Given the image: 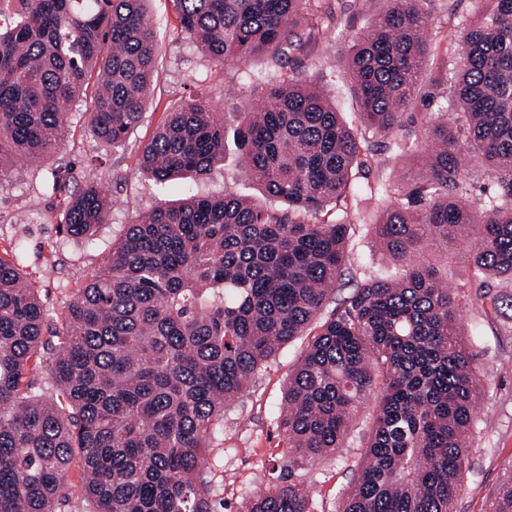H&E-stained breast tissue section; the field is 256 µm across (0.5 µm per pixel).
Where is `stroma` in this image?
<instances>
[{
    "label": "stroma",
    "instance_id": "1",
    "mask_svg": "<svg viewBox=\"0 0 512 512\" xmlns=\"http://www.w3.org/2000/svg\"><path fill=\"white\" fill-rule=\"evenodd\" d=\"M331 6L337 17L334 28L305 42L288 63L278 65L259 57L239 66L224 67L212 64L195 42L186 38L172 0H148L147 14L159 36L155 91L141 123L123 148L115 151L95 140L77 106L61 152L41 163H17L6 180L0 182V256L19 261L23 275L54 321H61L68 295L85 285L89 273L101 265L113 241L121 236L125 224L131 223L141 210L161 199L175 200L191 194L217 196L227 190L251 194L240 166L234 129L239 113L255 107L269 82L295 74L317 81L346 122L363 130L347 53L352 40L367 29L384 2L370 0L363 9L356 0H331ZM474 16L469 0H438L428 28L426 64L411 107L417 123L446 122L443 104L450 95L446 50ZM201 90L224 114V161L205 177L156 186L138 168L142 148L174 105ZM61 165L71 166L72 187L87 181L97 183L116 203L108 223L101 225L90 239L76 240L58 231L65 198L53 193L51 180L55 168ZM417 178L412 154L388 150L381 153L377 169L360 175L359 180L375 186ZM386 205L381 194L360 204L346 263L347 277L399 274V266L386 257L371 231ZM23 212L30 215V223H17V216ZM428 250L441 263L442 275L461 305V332L475 356L484 386L456 509L486 512L491 494L512 469V283L495 282L490 290L491 302H484L465 284L467 241L446 246L433 242ZM307 342V337L300 336L283 347L258 372L244 395L230 405L203 465V474L217 497L233 504L255 489L276 483L286 459L285 438L277 426L276 414ZM368 427L367 420L356 423L342 457L319 461L301 471V479L312 486L320 512H336L339 492L360 462Z\"/></svg>",
    "mask_w": 512,
    "mask_h": 512
}]
</instances>
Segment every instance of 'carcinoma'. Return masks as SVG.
Listing matches in <instances>:
<instances>
[{
  "instance_id": "cac0c4a2",
  "label": "carcinoma",
  "mask_w": 512,
  "mask_h": 512,
  "mask_svg": "<svg viewBox=\"0 0 512 512\" xmlns=\"http://www.w3.org/2000/svg\"><path fill=\"white\" fill-rule=\"evenodd\" d=\"M3 2L0 178L63 148L76 103L98 141L123 147L154 92L147 0ZM173 2L181 31L222 65L281 60L336 20L326 0ZM385 2L349 46V72L371 131L402 129L413 145L404 116L430 14L426 0ZM475 2L462 54L448 52L453 112L424 128L425 175L381 189L388 205L372 233L400 278L369 275L335 298L347 286L351 212L374 193L354 177L379 163L383 145L302 78L271 84L257 111L238 116L244 175L271 203L226 190L155 204L125 225L58 327L19 264L0 256V512H71L76 458L87 512H228L200 457L227 405L312 325L277 417L288 464L236 512H317L297 471L338 454L368 405L362 460L336 512H456L482 380L425 248L466 237L472 287L512 280V0ZM467 160L497 184L478 210L460 198ZM223 161L224 113L200 93L173 107L140 171L164 185ZM112 208L90 184L69 195L59 231L91 237ZM328 208L332 219L315 221ZM487 512H512V475Z\"/></svg>"
}]
</instances>
